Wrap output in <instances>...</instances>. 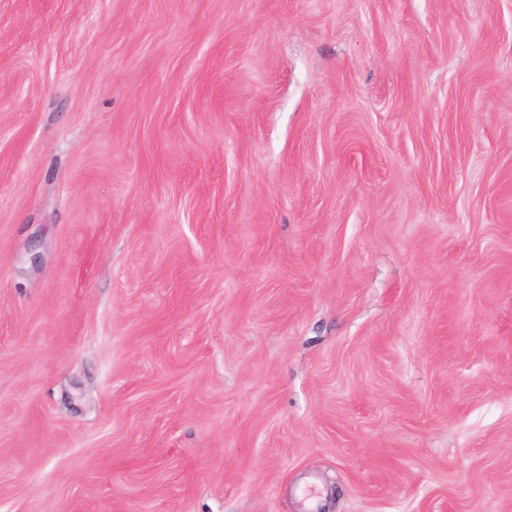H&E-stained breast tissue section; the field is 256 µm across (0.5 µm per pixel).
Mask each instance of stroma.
I'll return each mask as SVG.
<instances>
[{
    "instance_id": "stroma-1",
    "label": "stroma",
    "mask_w": 512,
    "mask_h": 512,
    "mask_svg": "<svg viewBox=\"0 0 512 512\" xmlns=\"http://www.w3.org/2000/svg\"><path fill=\"white\" fill-rule=\"evenodd\" d=\"M0 512H512V0H0Z\"/></svg>"
}]
</instances>
